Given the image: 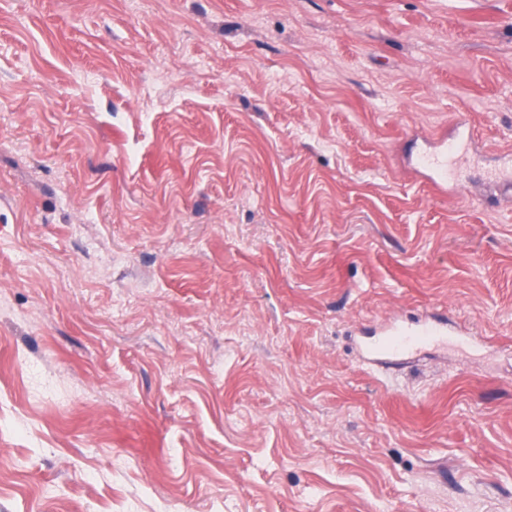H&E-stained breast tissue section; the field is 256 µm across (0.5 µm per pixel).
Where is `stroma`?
Segmentation results:
<instances>
[{
    "label": "stroma",
    "instance_id": "1",
    "mask_svg": "<svg viewBox=\"0 0 512 512\" xmlns=\"http://www.w3.org/2000/svg\"><path fill=\"white\" fill-rule=\"evenodd\" d=\"M502 171L512 0H0V512H512ZM444 146L441 153L425 154L417 159L418 166L435 173L436 176L431 178L429 185L438 195H445L448 191V154L453 150V143L448 142ZM447 333L448 318L432 313L421 319L416 328L394 327L386 337L374 344L373 351L385 357L383 368L398 369L403 364L399 357L431 342L435 336H445Z\"/></svg>",
    "mask_w": 512,
    "mask_h": 512
}]
</instances>
